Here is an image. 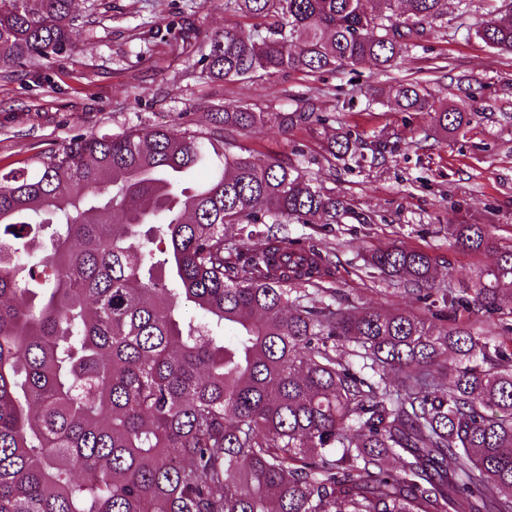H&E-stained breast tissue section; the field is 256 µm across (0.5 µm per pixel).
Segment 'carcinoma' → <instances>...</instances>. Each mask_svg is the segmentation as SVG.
<instances>
[{
  "instance_id": "cac0c4a2",
  "label": "carcinoma",
  "mask_w": 512,
  "mask_h": 512,
  "mask_svg": "<svg viewBox=\"0 0 512 512\" xmlns=\"http://www.w3.org/2000/svg\"><path fill=\"white\" fill-rule=\"evenodd\" d=\"M502 2L477 35L512 54ZM445 6L225 0L259 23L213 33L201 63L229 82L384 72ZM81 34L72 0H0V69L38 74ZM391 100L446 134L472 119L417 83ZM278 117L226 105L219 140L80 135L33 174L0 171V512H512V349L440 311L333 308L325 257L281 225L336 224L349 203L236 145ZM328 152L364 157L346 134ZM448 234L494 248L482 224ZM368 264L435 290L423 251ZM505 296L512 249L443 302L470 318Z\"/></svg>"
}]
</instances>
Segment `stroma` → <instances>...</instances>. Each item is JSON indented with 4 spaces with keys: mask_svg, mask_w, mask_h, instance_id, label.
Masks as SVG:
<instances>
[{
    "mask_svg": "<svg viewBox=\"0 0 512 512\" xmlns=\"http://www.w3.org/2000/svg\"><path fill=\"white\" fill-rule=\"evenodd\" d=\"M495 7V0H448L426 36L384 74L365 65L247 83L211 78L199 63L209 36L226 24L254 32V19L225 11L224 0H76L84 18L77 50L52 57L38 79L24 68L0 69V169L29 167L36 154L78 135L134 127L212 133L228 103L283 114L313 109L315 122L272 123L237 144L348 199L354 215L342 223L288 227L290 239L327 254L336 307L397 306L424 318L423 302L365 258L392 245L421 250L433 260L436 287L458 289L496 254L461 251L449 226L482 224L498 246L512 247V56L476 34ZM406 80L473 111L470 126L447 135L433 115L387 105L390 87ZM343 129L361 142L363 160L327 153L328 139ZM359 213L372 222L358 223Z\"/></svg>",
    "mask_w": 512,
    "mask_h": 512,
    "instance_id": "obj_1",
    "label": "stroma"
}]
</instances>
